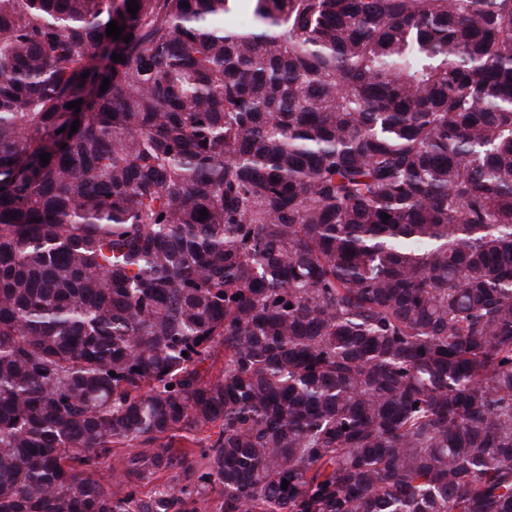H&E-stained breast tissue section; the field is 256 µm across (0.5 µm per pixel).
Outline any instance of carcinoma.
Here are the masks:
<instances>
[{"label":"carcinoma","instance_id":"1","mask_svg":"<svg viewBox=\"0 0 512 512\" xmlns=\"http://www.w3.org/2000/svg\"><path fill=\"white\" fill-rule=\"evenodd\" d=\"M240 2L0 0V512H512V0Z\"/></svg>","mask_w":512,"mask_h":512}]
</instances>
